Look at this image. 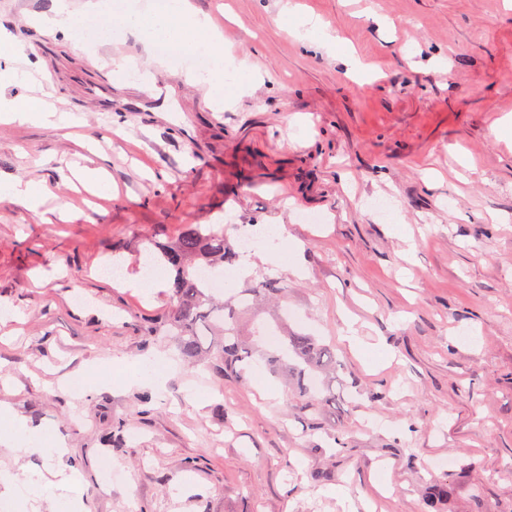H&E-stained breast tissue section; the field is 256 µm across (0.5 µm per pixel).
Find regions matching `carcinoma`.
I'll use <instances>...</instances> for the list:
<instances>
[{"label":"carcinoma","instance_id":"carcinoma-1","mask_svg":"<svg viewBox=\"0 0 512 512\" xmlns=\"http://www.w3.org/2000/svg\"><path fill=\"white\" fill-rule=\"evenodd\" d=\"M144 249L163 260L171 276L170 299L174 303L172 315L149 330L152 339L172 338L181 357L194 359L202 354L209 337L215 341L208 350L212 355L209 368L220 376L230 372L239 379L259 360L275 373L289 355L296 361L292 379L298 406L306 412H316L311 374L336 370L333 348L313 336L298 334L284 337L275 348L257 346L239 334L237 306L215 298L204 283V273L233 259L224 244V225L188 224L171 241L146 240Z\"/></svg>","mask_w":512,"mask_h":512}]
</instances>
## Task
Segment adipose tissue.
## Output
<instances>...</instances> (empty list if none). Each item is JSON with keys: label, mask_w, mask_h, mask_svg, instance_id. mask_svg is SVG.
<instances>
[{"label": "adipose tissue", "mask_w": 512, "mask_h": 512, "mask_svg": "<svg viewBox=\"0 0 512 512\" xmlns=\"http://www.w3.org/2000/svg\"><path fill=\"white\" fill-rule=\"evenodd\" d=\"M112 0H85L74 5L71 0H57L52 14L38 19V26L64 38H75L86 20L111 21ZM127 33L135 34L146 43L167 41L185 53H208L213 59L209 73L195 77L196 84L207 87L210 102L224 104V51L220 35L210 16L196 11L190 0H140L127 6L121 15ZM52 91L39 97L5 98L0 94V119L21 124L49 123L56 110L51 102Z\"/></svg>", "instance_id": "obj_1"}]
</instances>
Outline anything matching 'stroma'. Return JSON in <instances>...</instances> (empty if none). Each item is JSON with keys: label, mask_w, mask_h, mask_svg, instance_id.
I'll return each instance as SVG.
<instances>
[{"label": "stroma", "mask_w": 512, "mask_h": 512, "mask_svg": "<svg viewBox=\"0 0 512 512\" xmlns=\"http://www.w3.org/2000/svg\"><path fill=\"white\" fill-rule=\"evenodd\" d=\"M224 51L253 66L223 108L191 84L189 63L135 36L88 28L82 49L37 30L53 0H0V25L27 45V82L56 88V125L0 124V179L43 182L49 222L0 199V410L65 443L84 512H512V9L504 0H296L333 37L298 40L286 0H193ZM381 22L367 18V10ZM133 57L174 95L124 86L106 57ZM382 72L351 80L345 52ZM112 90L92 100L90 83ZM105 168L112 192L75 190L72 171ZM384 198L387 210L373 208ZM186 224L284 225L304 245L234 281H277L246 326L284 321L334 345L317 374L319 414L302 413L272 372L215 378L173 341L150 343L168 288H134L140 242ZM122 262L123 283L103 269ZM354 325L361 350L343 336ZM173 367L161 386L83 380L139 358ZM150 403H142L143 394ZM125 423V446L112 430ZM343 436L344 445L333 442ZM120 481L103 482L102 459ZM14 458L17 484L57 468Z\"/></svg>", "instance_id": "35a3bbf8"}]
</instances>
